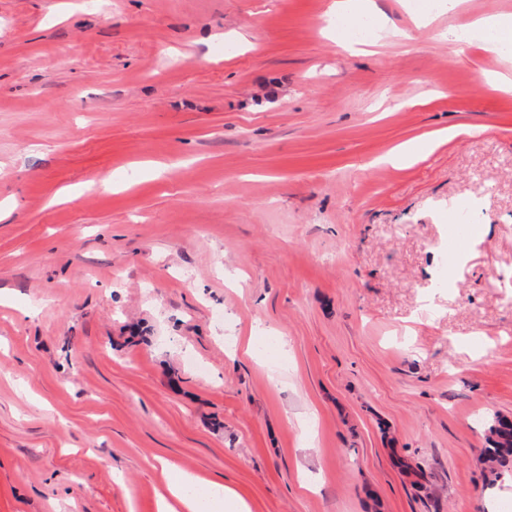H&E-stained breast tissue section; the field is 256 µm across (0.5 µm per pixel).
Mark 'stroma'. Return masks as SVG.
Wrapping results in <instances>:
<instances>
[{"label":"stroma","instance_id":"obj_1","mask_svg":"<svg viewBox=\"0 0 512 512\" xmlns=\"http://www.w3.org/2000/svg\"><path fill=\"white\" fill-rule=\"evenodd\" d=\"M375 2L0 0V512H512V0ZM336 27L345 32V38L352 42H364L373 34V26L367 21L345 17L336 19ZM486 439L487 478L493 485L502 476L503 469L512 466V419L501 414L492 415L487 421ZM166 489L167 495L160 497L163 512H250L245 499L230 487L202 488L174 467Z\"/></svg>","mask_w":512,"mask_h":512}]
</instances>
